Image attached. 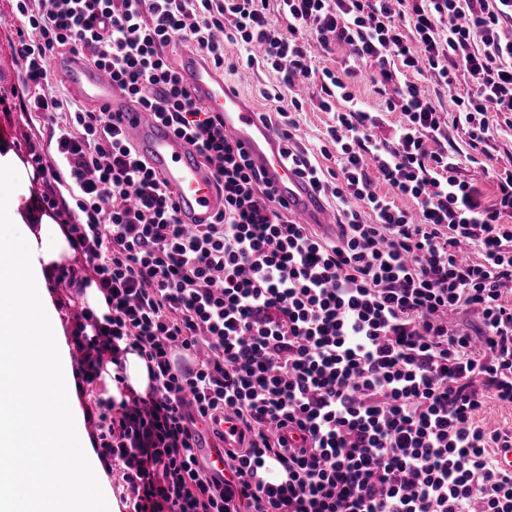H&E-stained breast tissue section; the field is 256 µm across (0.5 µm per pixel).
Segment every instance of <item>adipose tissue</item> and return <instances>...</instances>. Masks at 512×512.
Masks as SVG:
<instances>
[{
  "label": "adipose tissue",
  "instance_id": "1",
  "mask_svg": "<svg viewBox=\"0 0 512 512\" xmlns=\"http://www.w3.org/2000/svg\"><path fill=\"white\" fill-rule=\"evenodd\" d=\"M0 223L19 235H0V278L11 282L0 288V460L18 468L0 472V512H97L106 490L100 463L83 455L65 474L52 465L57 449L82 440L64 327L48 295L56 267L75 252L50 217L27 223L18 196L0 202ZM48 423L54 435L44 434ZM47 482L61 485L50 501L40 496Z\"/></svg>",
  "mask_w": 512,
  "mask_h": 512
}]
</instances>
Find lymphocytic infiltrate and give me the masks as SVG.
Here are the masks:
<instances>
[{"label":"lymphocytic infiltrate","instance_id":"lymphocytic-infiltrate-1","mask_svg":"<svg viewBox=\"0 0 512 512\" xmlns=\"http://www.w3.org/2000/svg\"><path fill=\"white\" fill-rule=\"evenodd\" d=\"M9 2L24 19L19 109L54 127L53 149L29 144V162L71 189L84 220L67 239L110 308L76 315L81 380L127 349L152 380L146 395L96 402L100 454L122 462L130 512H512V472L490 457L512 432L477 420L487 402L512 407V161L489 169L487 204L440 143L453 122L479 148L493 112L512 127L501 37L512 0ZM184 41L216 66L242 49L247 67L276 72L283 159L334 202L335 237L292 222L218 113L192 98L172 57ZM339 45L342 68L325 66ZM64 49L86 51L212 165L224 196L214 223L183 227L117 113L47 92ZM368 62L385 110L403 116L389 140L350 89ZM416 73L472 91L448 120ZM306 82L332 115L319 148L338 161L328 176L294 143L303 100L282 95ZM452 312L476 313L478 334ZM227 411L241 445L225 449L220 480L196 454V426ZM287 427L298 444L280 436Z\"/></svg>","mask_w":512,"mask_h":512}]
</instances>
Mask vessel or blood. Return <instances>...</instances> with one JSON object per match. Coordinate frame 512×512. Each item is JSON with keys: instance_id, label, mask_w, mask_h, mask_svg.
<instances>
[{"instance_id": "1", "label": "vessel or blood", "mask_w": 512, "mask_h": 512, "mask_svg": "<svg viewBox=\"0 0 512 512\" xmlns=\"http://www.w3.org/2000/svg\"><path fill=\"white\" fill-rule=\"evenodd\" d=\"M66 82L87 102L119 113L121 125L130 134L138 153L158 171L169 189L185 228L208 224L224 208V198L218 192L209 169L203 165L197 151L169 127L154 121L139 108L131 107L121 96L111 78L101 69L72 55L61 70ZM182 74L193 96L212 111L220 113L225 129L249 155L256 167L265 169L278 199L287 207L289 216L300 224H315L324 235L335 236L336 216L324 207L306 181L289 170L281 152V133L266 125L256 112L241 102L223 72L214 70L204 61L202 53L188 54L182 63ZM223 432L222 444H215V432ZM238 423L232 415L221 422L199 424L198 439L201 457L216 477L224 475V451L236 447Z\"/></svg>"}]
</instances>
